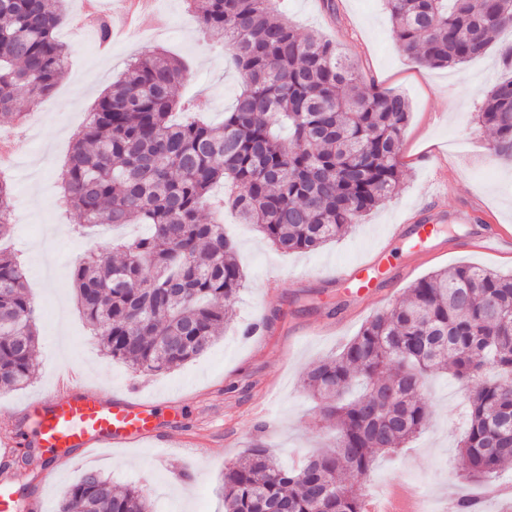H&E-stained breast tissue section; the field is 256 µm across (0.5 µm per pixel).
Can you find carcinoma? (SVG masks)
Here are the masks:
<instances>
[{"mask_svg": "<svg viewBox=\"0 0 512 512\" xmlns=\"http://www.w3.org/2000/svg\"><path fill=\"white\" fill-rule=\"evenodd\" d=\"M65 0H0V119L50 95L68 47L56 37ZM202 29L224 37L245 88L213 126L177 123L182 61L146 53L89 113L65 160L61 203L81 224H146L150 233L86 255L72 272L77 304L104 355L157 373L203 354L233 318L243 272L224 225L202 222L222 203L283 253L313 251L346 234L390 198L409 105L359 85L331 40L300 35L276 0H186ZM399 47L430 67L484 52L512 27V0H385ZM477 120L488 151L512 163V76L485 95ZM12 186L0 179V239L10 231ZM35 311L23 259L0 248V390L36 375ZM448 371L468 391L460 440L464 479L455 512H479L464 490L512 461V275L460 265L434 271L376 313L338 354L304 373L334 446L292 468L251 448L224 470V512H366L361 477L379 452L403 447L429 424L422 391ZM44 468L29 449L15 473ZM57 512H151L135 488L84 473Z\"/></svg>", "mask_w": 512, "mask_h": 512, "instance_id": "1", "label": "carcinoma"}]
</instances>
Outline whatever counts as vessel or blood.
Here are the masks:
<instances>
[{
    "label": "vessel or blood",
    "instance_id": "1",
    "mask_svg": "<svg viewBox=\"0 0 512 512\" xmlns=\"http://www.w3.org/2000/svg\"><path fill=\"white\" fill-rule=\"evenodd\" d=\"M439 230L436 224H400L394 227L393 235L410 237L421 245ZM383 275V260L378 257L352 267L343 282L359 298H376ZM33 415L34 447L51 451L64 448L80 455L98 448L137 444L156 428L154 402L89 393L73 371L61 377L55 392L37 402Z\"/></svg>",
    "mask_w": 512,
    "mask_h": 512
}]
</instances>
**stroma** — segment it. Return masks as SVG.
I'll return each instance as SVG.
<instances>
[{
  "instance_id": "35a3bbf8",
  "label": "stroma",
  "mask_w": 512,
  "mask_h": 512,
  "mask_svg": "<svg viewBox=\"0 0 512 512\" xmlns=\"http://www.w3.org/2000/svg\"><path fill=\"white\" fill-rule=\"evenodd\" d=\"M83 7L84 0H67V17L57 30L69 48L63 80L38 105L17 106L37 113L38 122L18 142L14 227L5 245L26 266L38 330L37 374L25 389L0 392V436L32 430L31 405L68 365L79 366L90 391L161 404V436L80 461L57 458L54 483L28 478L15 492L23 503L55 512L63 493L95 470L118 486L137 487L153 512H224V466L245 449L267 448L288 466L328 436L302 386L303 374L337 353L378 311L345 294L338 274L391 249L398 263L413 266L407 279L384 278L381 290L393 304L412 280L440 269L512 271V237L498 240L501 229L512 230V165L490 157L489 136L474 118L486 91L506 73L501 51L512 45V29L499 33L481 56L434 68L399 48L384 0H282L285 19L300 33L335 42L364 85L408 99L402 183L347 236L312 253L282 254L255 225L225 212L224 230L245 274L234 323L199 358L143 375L122 361H104L77 308L73 269L87 253L111 243L96 227L77 233L76 214L61 209L62 165L86 113L134 57L162 49L184 61L186 77L177 93L214 124L223 121L243 80L222 37L202 33L183 0H156L159 25L108 48L100 47L95 30L75 31L73 19ZM441 215L446 222L439 240L425 245L431 258L415 262L410 241H392V225L429 223ZM477 241L491 244V251L475 250ZM256 321L261 328L253 335L249 327ZM423 398L431 411L428 428L406 447L376 455L360 485L415 498L425 512H444L463 469L457 445L467 395L459 381L440 373Z\"/></svg>"
}]
</instances>
